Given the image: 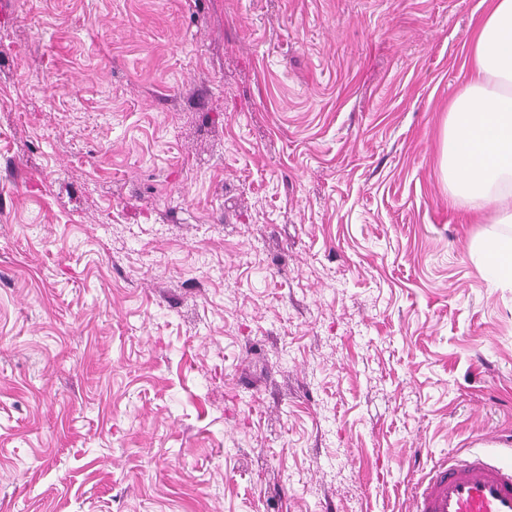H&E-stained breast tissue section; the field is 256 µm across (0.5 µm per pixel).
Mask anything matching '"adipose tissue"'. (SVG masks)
Returning <instances> with one entry per match:
<instances>
[{
  "instance_id": "adipose-tissue-1",
  "label": "adipose tissue",
  "mask_w": 512,
  "mask_h": 512,
  "mask_svg": "<svg viewBox=\"0 0 512 512\" xmlns=\"http://www.w3.org/2000/svg\"><path fill=\"white\" fill-rule=\"evenodd\" d=\"M472 79L448 105V181L512 223V0H493L469 47ZM485 273L512 288V232L478 243Z\"/></svg>"
}]
</instances>
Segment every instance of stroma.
Segmentation results:
<instances>
[{
    "label": "stroma",
    "mask_w": 512,
    "mask_h": 512,
    "mask_svg": "<svg viewBox=\"0 0 512 512\" xmlns=\"http://www.w3.org/2000/svg\"><path fill=\"white\" fill-rule=\"evenodd\" d=\"M486 0H0V512H411L512 465L453 203ZM412 501L413 512H512V466L478 454L442 459L416 483Z\"/></svg>",
    "instance_id": "obj_1"
}]
</instances>
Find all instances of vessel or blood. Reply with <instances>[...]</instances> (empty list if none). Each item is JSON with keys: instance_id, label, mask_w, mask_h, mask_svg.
Returning a JSON list of instances; mask_svg holds the SVG:
<instances>
[{"instance_id": "vessel-or-blood-1", "label": "vessel or blood", "mask_w": 512, "mask_h": 512, "mask_svg": "<svg viewBox=\"0 0 512 512\" xmlns=\"http://www.w3.org/2000/svg\"><path fill=\"white\" fill-rule=\"evenodd\" d=\"M412 512H512V466L468 458L436 462L412 495Z\"/></svg>"}]
</instances>
